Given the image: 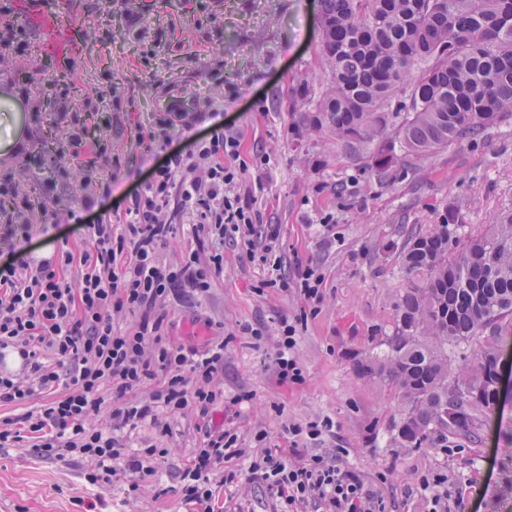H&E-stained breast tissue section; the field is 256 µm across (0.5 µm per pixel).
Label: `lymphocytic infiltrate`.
Wrapping results in <instances>:
<instances>
[{
  "label": "lymphocytic infiltrate",
  "instance_id": "lymphocytic-infiltrate-1",
  "mask_svg": "<svg viewBox=\"0 0 512 512\" xmlns=\"http://www.w3.org/2000/svg\"><path fill=\"white\" fill-rule=\"evenodd\" d=\"M164 110L166 126L191 137L192 151L171 149L165 137L147 143L144 150L155 163L116 221L93 222L89 216L99 195H111L119 171H112L99 193L85 195L69 212L93 242L81 258L67 250L32 255L33 237L56 226L58 213L45 204L14 203L10 177H0V241L18 254L16 266L0 270V403L57 393L38 411L1 420L0 445L23 443L31 434L42 456L76 454L95 461L90 484H109L119 470L142 480L155 473L156 449L129 451L106 430L87 427V418L102 412L113 425L133 430L147 423L165 433L161 412L188 410L200 422L202 441L180 477V493L202 512L213 500L211 473L234 458L246 462L248 481L264 485L272 512L309 502L320 512H386L382 499L341 457L293 458L265 446L250 450L233 430L212 425L220 397L209 384L224 369V346L172 345L169 302L183 289L211 288L224 268V242L240 245L251 260L274 250L278 226L263 222L254 190L240 187L246 169L265 170L270 158L258 153L250 164L240 163V136L225 127L222 110L191 112L175 96ZM201 123L208 126L202 137L196 134ZM180 229L194 249L179 265L162 264L159 250ZM76 261L82 271L67 279L65 271ZM121 314L136 316L133 328L119 326ZM155 380L160 386L149 398L129 402V393ZM104 386L112 394L108 404L99 395Z\"/></svg>",
  "mask_w": 512,
  "mask_h": 512
}]
</instances>
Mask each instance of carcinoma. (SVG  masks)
Instances as JSON below:
<instances>
[{
	"label": "carcinoma",
	"mask_w": 512,
	"mask_h": 512,
	"mask_svg": "<svg viewBox=\"0 0 512 512\" xmlns=\"http://www.w3.org/2000/svg\"><path fill=\"white\" fill-rule=\"evenodd\" d=\"M327 88L300 96L293 124L325 133L380 173L512 123V0H320ZM409 85V103L392 98ZM454 214L401 247L406 288L383 351L359 373L400 397L392 421L405 447L450 433L476 438L508 400L492 370L512 339V216L463 239ZM476 343L450 376L448 350Z\"/></svg>",
	"instance_id": "obj_1"
}]
</instances>
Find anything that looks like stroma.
Masks as SVG:
<instances>
[{"label":"stroma","mask_w":512,"mask_h":512,"mask_svg":"<svg viewBox=\"0 0 512 512\" xmlns=\"http://www.w3.org/2000/svg\"><path fill=\"white\" fill-rule=\"evenodd\" d=\"M41 8L71 28L77 50L48 51L42 33L16 10L12 16L27 29L28 50L0 58V86L29 78L26 107L46 115L40 124L25 121L27 147L16 157H0V174H10L19 194L37 199L45 193L41 166L63 173L52 196L59 226L34 237L33 252L48 256L91 246L68 212L95 190L98 176L53 151L62 134L50 119L57 108L72 112L96 92L112 93L108 111L94 117L93 132L128 174L100 202L98 213L107 218L124 210L126 195L148 174L139 142L161 133L156 85L195 98L200 109H223L240 135L242 161L258 152L271 159L265 171L248 170L243 183L263 185L256 207L265 223L280 227V264L249 261L239 246L225 242L224 270L209 291L170 303L171 343L224 345V370L210 388L238 405L232 413L217 409L214 424L233 428L245 448L261 434L270 448L341 455L388 512H434L435 491L421 479L435 473L447 475L448 489L464 498L468 512H512V443L502 434L511 405L498 423L484 427L481 442L451 434L404 448L392 429L401 406L397 393L356 370L357 360L380 351L393 331L405 286L399 254L408 232L430 229L452 212L461 235L474 236L512 215V125L381 174L343 153L335 140L293 133L294 116L305 109L299 89L317 93L325 86L317 56L319 0H222L204 23L192 0H106L100 14L74 0H43ZM139 13L149 25L142 42L127 32L128 18ZM150 49L155 55L143 63ZM54 77L70 88L61 105L51 97ZM300 264L322 279L318 305L298 289L268 285L275 275L292 276ZM284 315L296 327L294 352L303 372L300 382L288 385L279 383L275 361ZM245 324L262 326L263 338L243 333ZM326 418L334 427L318 440L288 432ZM166 421L165 435L148 425L113 431L129 447L164 451L155 477L134 492L123 473L107 489L90 485V459L47 458L29 442L0 447V512H196L178 482L201 443L197 421L187 410ZM215 502L228 512L271 510L265 488L244 480L217 488Z\"/></svg>","instance_id":"stroma-1"}]
</instances>
